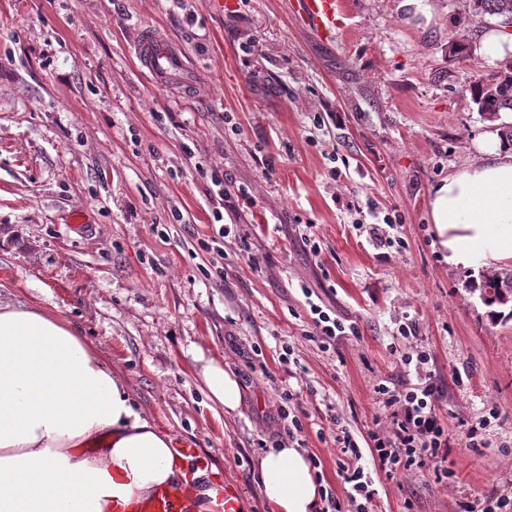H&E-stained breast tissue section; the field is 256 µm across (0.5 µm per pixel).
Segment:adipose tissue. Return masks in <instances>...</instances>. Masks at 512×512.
<instances>
[{
	"instance_id": "1",
	"label": "adipose tissue",
	"mask_w": 512,
	"mask_h": 512,
	"mask_svg": "<svg viewBox=\"0 0 512 512\" xmlns=\"http://www.w3.org/2000/svg\"><path fill=\"white\" fill-rule=\"evenodd\" d=\"M479 150L433 188L428 212L449 268L478 280L512 264V149L488 134ZM257 475L272 512H315L303 449H268ZM185 477L174 438L100 351L41 308L0 304V512H110Z\"/></svg>"
}]
</instances>
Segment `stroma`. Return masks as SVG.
I'll return each instance as SVG.
<instances>
[{
  "instance_id": "1",
  "label": "stroma",
  "mask_w": 512,
  "mask_h": 512,
  "mask_svg": "<svg viewBox=\"0 0 512 512\" xmlns=\"http://www.w3.org/2000/svg\"><path fill=\"white\" fill-rule=\"evenodd\" d=\"M346 2L325 42L290 0H247L235 15L212 0H0V303L43 308L99 347L137 407L197 448L245 512H271L256 462L276 443L267 416L287 388L302 392L304 451L338 486L330 416L373 429L374 385L400 379L393 321L410 313L452 417L455 476L381 479L378 506L455 512L512 490V452L501 448L512 440V315L487 312L428 221L433 187L480 158L489 123L466 86L493 68L448 53L469 0H423L426 26L399 0ZM141 28L182 48L192 89L159 86L140 65ZM335 150L349 167L333 183ZM203 168L247 185L256 204L241 221L264 227L220 276L203 272L198 245L212 233ZM348 200L369 224L395 212L404 249L379 254L354 230ZM78 209L92 241L66 227ZM307 224L320 255L301 243ZM304 284L359 336L327 353L302 339L291 311ZM285 344L293 362L279 360ZM212 362L237 378V412L210 398ZM488 403L507 420L489 447L469 448L464 423Z\"/></svg>"
}]
</instances>
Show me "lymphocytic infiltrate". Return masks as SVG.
Listing matches in <instances>:
<instances>
[{
    "label": "lymphocytic infiltrate",
    "instance_id": "obj_1",
    "mask_svg": "<svg viewBox=\"0 0 512 512\" xmlns=\"http://www.w3.org/2000/svg\"><path fill=\"white\" fill-rule=\"evenodd\" d=\"M212 205L214 222L219 225L212 236L199 239L200 248L212 257L213 268H220L227 243L248 250L249 235L240 225L224 221V211L239 201H250L248 187L237 184L226 172L211 170L205 188ZM304 331L307 340L330 351L345 336H359L357 323L345 322L312 303L307 311ZM419 324L410 314L395 320L390 352L403 370L405 381L400 387L383 383L373 388L380 411L391 420L386 432L368 431L366 441H358L340 416L331 419L335 427L336 475L339 488H322L318 512H376L378 491L376 474L387 478L432 472L435 482L454 477L449 455V430L439 405L440 394L429 369L430 357L418 346Z\"/></svg>",
    "mask_w": 512,
    "mask_h": 512
}]
</instances>
